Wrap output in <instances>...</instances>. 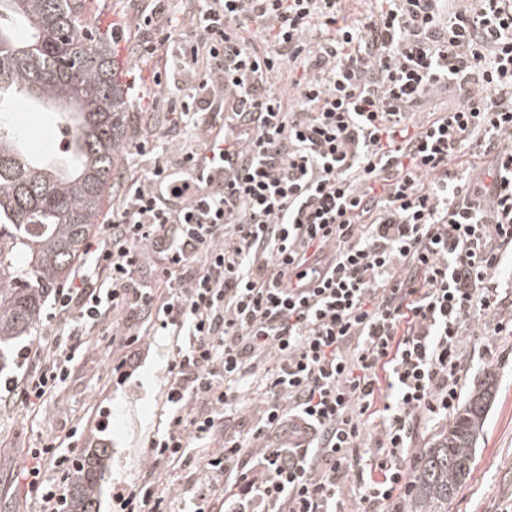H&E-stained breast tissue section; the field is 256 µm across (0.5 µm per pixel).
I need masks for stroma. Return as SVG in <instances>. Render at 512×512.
I'll return each mask as SVG.
<instances>
[{
    "label": "stroma",
    "mask_w": 512,
    "mask_h": 512,
    "mask_svg": "<svg viewBox=\"0 0 512 512\" xmlns=\"http://www.w3.org/2000/svg\"><path fill=\"white\" fill-rule=\"evenodd\" d=\"M88 8L102 28L124 23L127 41L114 48L115 60L128 89L131 106L141 105L146 79L152 64L134 63L129 43L141 39V32L127 21L125 0H90ZM60 119L48 109H18L14 126L25 135L30 152L43 154L62 148L55 129ZM469 343L468 372L462 394H469L493 371L496 398L475 455L474 469L448 506V512H512V336H487L481 326H473ZM112 328L104 325L90 336L77 353L69 378L60 383L44 402L35 407H0V512H39L35 495H22L14 479L23 466V451L39 446L51 437L72 461L84 458L89 449L111 448L109 469L102 482L99 512H114L116 490L150 480L151 464L143 445L149 435L166 429L173 416L165 404L167 359L174 348L169 336L146 337V347L135 359L136 369L124 383L112 376ZM111 410L105 432H84L85 422L98 407ZM210 451L196 439H189L186 464L159 473L155 484L164 497L167 512H191L192 494L188 476L199 467Z\"/></svg>",
    "instance_id": "stroma-1"
}]
</instances>
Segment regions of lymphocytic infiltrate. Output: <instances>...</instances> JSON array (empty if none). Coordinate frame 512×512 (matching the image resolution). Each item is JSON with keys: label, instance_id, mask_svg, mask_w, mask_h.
<instances>
[{"label": "lymphocytic infiltrate", "instance_id": "f902f5d3", "mask_svg": "<svg viewBox=\"0 0 512 512\" xmlns=\"http://www.w3.org/2000/svg\"><path fill=\"white\" fill-rule=\"evenodd\" d=\"M127 2L165 125L135 142L150 166L0 404L42 402L104 323L119 352L172 336L175 416L146 452L157 468L187 435L211 445L195 512H349L355 495L405 512L404 462L456 410L473 322L512 335V0H375L354 19L342 0H193L186 18ZM447 89L459 103L421 115ZM187 134L199 149L174 155ZM252 376L255 427L220 426Z\"/></svg>", "mask_w": 512, "mask_h": 512}]
</instances>
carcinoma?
Instances as JSON below:
<instances>
[{"instance_id":"1","label":"carcinoma","mask_w":512,"mask_h":512,"mask_svg":"<svg viewBox=\"0 0 512 512\" xmlns=\"http://www.w3.org/2000/svg\"><path fill=\"white\" fill-rule=\"evenodd\" d=\"M0 359L34 334L41 309L82 253L112 180L131 115L114 73L112 36L82 0H0ZM51 104L64 122L63 159L30 155L8 116L16 104ZM493 374L425 449L408 497L410 512H448L470 476L493 398ZM106 448H93L72 475L67 512H97Z\"/></svg>"}]
</instances>
